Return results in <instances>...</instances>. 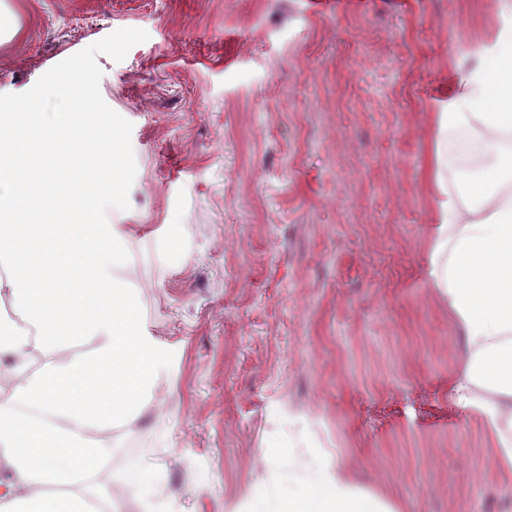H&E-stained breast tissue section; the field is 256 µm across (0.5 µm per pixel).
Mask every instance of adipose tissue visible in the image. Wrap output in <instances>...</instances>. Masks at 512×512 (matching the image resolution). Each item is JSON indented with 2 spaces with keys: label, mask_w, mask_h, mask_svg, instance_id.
<instances>
[{
  "label": "adipose tissue",
  "mask_w": 512,
  "mask_h": 512,
  "mask_svg": "<svg viewBox=\"0 0 512 512\" xmlns=\"http://www.w3.org/2000/svg\"><path fill=\"white\" fill-rule=\"evenodd\" d=\"M492 43L473 46L437 122L432 184L439 201L429 274L467 348L451 396L480 410L512 465V4ZM95 156L98 165L84 164ZM120 149L85 140L38 113H11L0 132V290L20 321L0 317V512H90L86 497L47 486L92 472L91 428L132 427L164 355L142 326L125 275L124 225L100 224L97 197L120 193ZM60 204L45 208L43 195ZM86 346L73 354L74 346ZM281 512H386L336 469L289 495Z\"/></svg>",
  "instance_id": "1"
}]
</instances>
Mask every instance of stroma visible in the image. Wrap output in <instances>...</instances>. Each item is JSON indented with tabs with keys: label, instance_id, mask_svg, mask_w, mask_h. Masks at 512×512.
<instances>
[{
	"label": "stroma",
	"instance_id": "1",
	"mask_svg": "<svg viewBox=\"0 0 512 512\" xmlns=\"http://www.w3.org/2000/svg\"><path fill=\"white\" fill-rule=\"evenodd\" d=\"M0 106L122 147L145 329L165 354L112 512H276L326 465L389 512H512V468L455 406L465 342L433 285L437 114L501 0H11ZM88 96L62 112L52 87ZM144 488V489H145Z\"/></svg>",
	"mask_w": 512,
	"mask_h": 512
}]
</instances>
